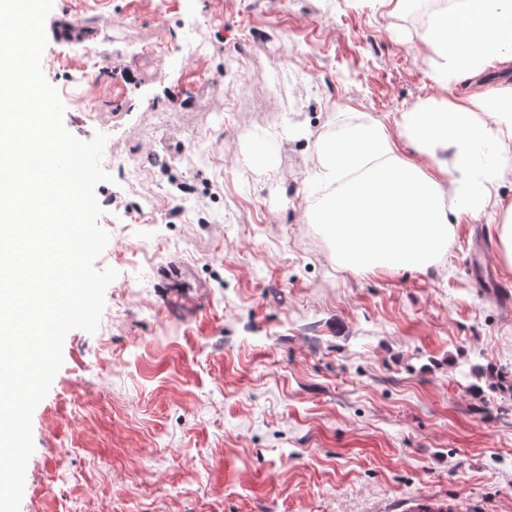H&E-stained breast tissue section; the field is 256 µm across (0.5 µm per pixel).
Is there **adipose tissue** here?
Masks as SVG:
<instances>
[{
  "label": "adipose tissue",
  "mask_w": 512,
  "mask_h": 512,
  "mask_svg": "<svg viewBox=\"0 0 512 512\" xmlns=\"http://www.w3.org/2000/svg\"><path fill=\"white\" fill-rule=\"evenodd\" d=\"M419 39L432 81L450 95L404 112L399 134L438 176L402 160L375 120L346 123L315 145L318 177L340 187L321 221L355 266L424 267L447 246L452 216L484 211L494 186L512 177V118L491 117L512 101V0H451L429 14ZM465 80L477 88L452 94Z\"/></svg>",
  "instance_id": "ef3b65f1"
}]
</instances>
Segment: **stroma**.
Instances as JSON below:
<instances>
[{"label": "stroma", "mask_w": 512, "mask_h": 512, "mask_svg": "<svg viewBox=\"0 0 512 512\" xmlns=\"http://www.w3.org/2000/svg\"><path fill=\"white\" fill-rule=\"evenodd\" d=\"M427 16L428 0H54L47 24L80 28L48 39L43 73L65 128L107 137L95 266L118 276L33 412L20 512H512V305L474 268L512 290L483 248L512 182L412 272L343 267L307 210L328 194L320 136L377 119L394 137L445 97L415 38Z\"/></svg>", "instance_id": "35a3bbf8"}]
</instances>
